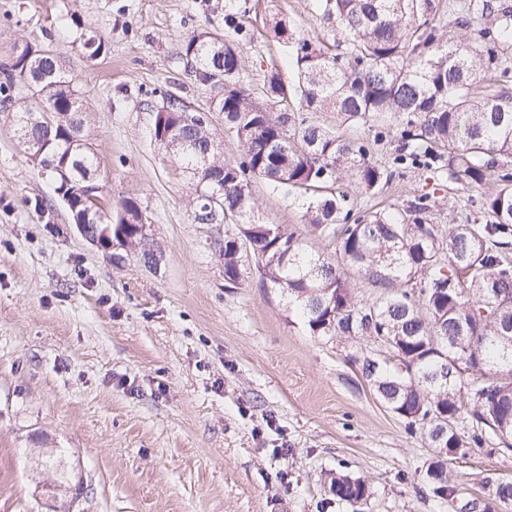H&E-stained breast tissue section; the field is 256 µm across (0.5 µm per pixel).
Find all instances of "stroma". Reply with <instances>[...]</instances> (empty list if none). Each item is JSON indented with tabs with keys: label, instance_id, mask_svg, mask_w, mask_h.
<instances>
[{
	"label": "stroma",
	"instance_id": "stroma-1",
	"mask_svg": "<svg viewBox=\"0 0 512 512\" xmlns=\"http://www.w3.org/2000/svg\"><path fill=\"white\" fill-rule=\"evenodd\" d=\"M231 7L255 86L273 66L294 77L266 36L272 15L332 39L315 0H0V69L16 45L52 51L81 94L105 207L136 200L162 253L153 267L83 237L0 110V512H351L328 488L342 468L369 485L361 512H512L494 498L512 457L485 452L449 460L454 504L433 498L428 440L358 370L366 339L313 335L251 260L225 287L226 227L193 223L194 186L152 128L176 98L206 114L226 160L240 159L214 90L190 79L182 53L193 32L223 31ZM73 13L105 36L106 56L79 53ZM400 131L395 119L379 136L359 129L393 178L373 195L345 183L351 204L403 209L427 193L430 223L466 222L470 189L402 168ZM255 197L265 221L303 231L285 192L260 183ZM56 453L68 479L38 464Z\"/></svg>",
	"mask_w": 512,
	"mask_h": 512
}]
</instances>
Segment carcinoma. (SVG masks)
Wrapping results in <instances>:
<instances>
[{
  "mask_svg": "<svg viewBox=\"0 0 512 512\" xmlns=\"http://www.w3.org/2000/svg\"><path fill=\"white\" fill-rule=\"evenodd\" d=\"M331 23L332 46H319L288 17L272 19L270 38L287 47L296 78L265 71L261 96L243 84L246 37L233 13L224 37L201 29L184 44L188 75L222 93L216 108L243 151L239 163L218 157L203 115L187 121L169 100L156 112L153 138L177 159L194 183L193 221L232 224L224 234V282L243 277L241 248H249L267 286L299 310L317 336L364 337L385 343L393 360L371 356L362 376L380 400L405 422L406 431L432 439L429 422L448 420V456L465 458L497 442L512 456V82L502 66L512 49V4L468 0L463 27L496 14L473 40L440 44L435 0H317ZM81 54H107L104 36L70 16ZM21 45L3 70L0 103L15 104L25 88L34 105L14 107L28 127L22 145L38 171L66 166L55 182L59 197L77 200L97 182V159L74 138L82 134L78 90L55 56ZM336 113V126L315 118ZM393 117L403 122L405 153L398 164L438 165L448 184L478 194L477 216L464 224H431L429 194L402 210L352 209L338 183L349 178L373 194L392 174L371 162L367 146L346 134L350 126ZM262 181L292 197L309 231L336 244L334 254L313 250L295 231L260 219L253 184ZM112 223L124 245L141 240L126 226L143 223L139 204L119 203ZM368 288L366 299L358 290ZM433 497L449 500L455 487L445 464L427 478ZM330 492L352 508L368 497L365 481L338 472Z\"/></svg>",
  "mask_w": 512,
  "mask_h": 512,
  "instance_id": "cac0c4a2",
  "label": "carcinoma"
}]
</instances>
